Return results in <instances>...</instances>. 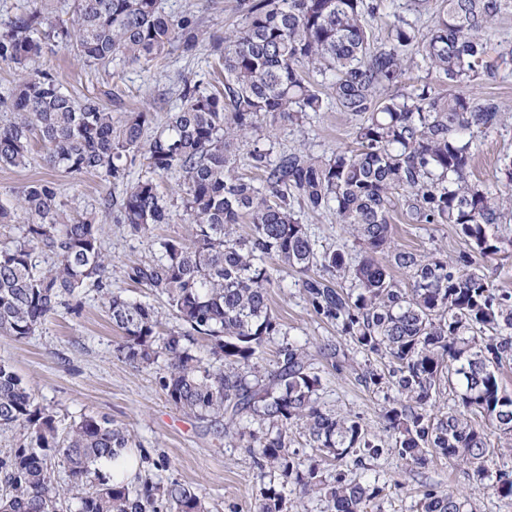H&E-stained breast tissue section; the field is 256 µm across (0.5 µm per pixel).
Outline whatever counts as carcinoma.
<instances>
[{
  "label": "carcinoma",
  "mask_w": 512,
  "mask_h": 512,
  "mask_svg": "<svg viewBox=\"0 0 512 512\" xmlns=\"http://www.w3.org/2000/svg\"><path fill=\"white\" fill-rule=\"evenodd\" d=\"M383 0H250L242 26L208 36L224 67V87L186 81L181 104L165 126L152 130L148 109L113 119L97 96L75 98L42 63L61 46L85 65L108 71L119 60L159 59L174 42L196 51L201 32L190 16L166 15L158 0H73L59 22L43 9L0 22V63L18 76L11 98L0 101V165L23 166L32 144L45 147L46 165L65 174L122 181L128 157L142 153L147 168L187 180L183 213L189 240L163 239L154 256L131 265L126 278L165 299L180 328L160 331L154 305L112 288L102 248L103 219L112 216L132 236L168 224L171 210L151 178L102 197L101 214L66 222L54 182L27 184L17 206L0 202V224L20 209L19 238L0 244V335L22 341L58 308L91 284L103 296L122 334L118 357L137 368L164 359L159 385L168 401L198 421L232 425L255 420L247 447L259 470L273 468L281 482L262 488L255 512H288V485L314 492L326 512H367L382 492L348 478L351 466L383 450V439L354 417L319 401L321 379L307 354L286 343L276 369L261 371L264 344L282 335L271 309L275 259L303 274L300 286L314 314L360 349L389 359L388 375L363 374L365 385L388 383L397 398L383 409L384 430L400 459L424 466L441 457L466 464L473 478H495V494L512 500V474L493 473L497 448L482 418L512 436V392L500 374L512 361V294L498 293L478 272L498 254L499 224L512 198L469 178L478 135L498 125L490 99L435 93L425 84L392 94L413 57L452 89L479 75L512 68V49L492 42V22L512 0H438L432 26L392 24L377 42L364 24ZM336 107L362 118L358 148L315 159L302 150L271 157L259 135L268 116L298 121ZM248 146L246 165L260 184L235 172L236 152ZM405 199L422 224H454L468 250L456 261L424 257L393 242L391 212ZM329 212L364 248L352 263L340 249L319 252L301 213ZM251 225L242 235L240 224ZM41 250L52 262L37 266ZM397 268L408 275L403 286ZM209 342V356L197 338ZM455 393V408L436 410L441 387ZM301 423L310 447L336 461L323 477L312 460L300 470L289 431ZM20 429L12 448H0V512H63L70 494L77 512H208L206 496L154 471L169 461L140 455L144 473L116 483L101 461L136 447L131 434L102 416L86 415L61 430L17 373L0 362V430ZM68 482L58 483L52 461ZM418 512H466V501L428 489Z\"/></svg>",
  "instance_id": "cac0c4a2"
}]
</instances>
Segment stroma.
<instances>
[{
    "label": "stroma",
    "instance_id": "obj_1",
    "mask_svg": "<svg viewBox=\"0 0 512 512\" xmlns=\"http://www.w3.org/2000/svg\"><path fill=\"white\" fill-rule=\"evenodd\" d=\"M242 2L159 0V5L175 18L194 16L201 31L224 33L241 24ZM399 16L423 33L432 24L431 14L408 12L407 0H385L380 15L367 21L374 39L385 40ZM46 61L66 88L78 95L99 96L113 116L147 107L159 124L179 105L184 81L215 78V57L205 42L192 55L173 46L157 63L121 65L107 73L84 65L61 47L54 48ZM459 91L493 98L501 107V122L477 141L470 172L473 179L498 188V160L512 155V76H483L460 85ZM357 126L355 117L331 109L300 124L266 123L263 133L273 151L302 147L325 157L354 146ZM43 155V146L37 141L26 166H0L1 200L14 202L30 181L47 179L56 183L64 213L77 219L97 210L105 194L117 195L123 190L122 185L105 184L93 175L73 178L52 170L45 166ZM302 221L309 225L317 250L340 248L352 259L361 258L360 248L342 233L333 215L306 214ZM392 232L398 246L443 260H455L467 248L456 225L412 223L400 205L392 213ZM190 234L191 226L180 213L145 237L130 236L122 225L113 222L105 226L102 246L112 258L113 287L128 298L162 308V327L166 330L178 328V320L164 310L161 298L127 280L125 270L147 260L156 241L186 239ZM276 277L279 286L271 291V309L284 334L266 343L263 367L275 369L282 342L302 346L322 380L324 406L356 416L368 432L383 434V409L394 392L384 384L365 386L360 376L368 370L386 371L387 359L362 351L318 319L300 288L301 273L281 269ZM79 301V311L59 309L26 340L0 336V362L13 367L38 400L54 412L61 426H69L84 415L107 417L126 427L137 445L151 455L169 458L171 466L162 472L163 480L204 490L210 512H253L267 480L261 477L250 450L236 438L216 434L209 423L197 421L170 404L157 382L160 366L136 368L116 357L114 348L121 340L120 333L113 328L96 288L83 289ZM330 345L336 348L332 358L325 353ZM349 476L360 482H378L381 487V495L368 512H417V504L428 489L463 496L470 512H512V500L498 497L490 482L474 481L468 467L458 462L435 459L420 468L406 465L388 451L366 459L364 466L352 467Z\"/></svg>",
    "mask_w": 512,
    "mask_h": 512
}]
</instances>
